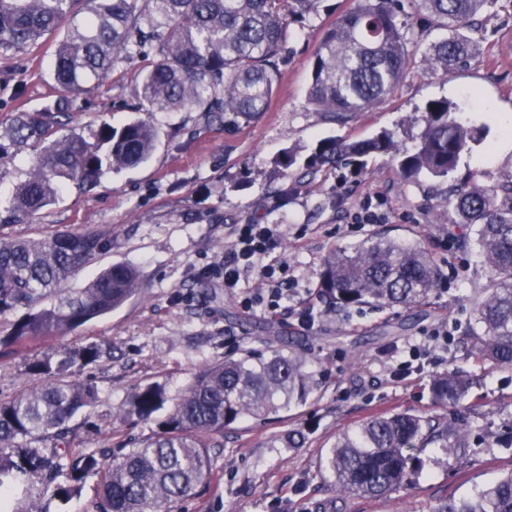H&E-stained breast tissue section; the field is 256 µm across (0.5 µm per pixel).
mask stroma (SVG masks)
Masks as SVG:
<instances>
[{"label": "stroma", "instance_id": "stroma-1", "mask_svg": "<svg viewBox=\"0 0 512 512\" xmlns=\"http://www.w3.org/2000/svg\"><path fill=\"white\" fill-rule=\"evenodd\" d=\"M356 4L319 0L305 21H290L276 91L256 120L228 126L201 112L153 113L157 139L147 163L107 172L89 191L68 185L34 223L0 226L10 237L102 232L107 250L67 282L68 290L85 288L116 263L139 273V292L121 307L84 329L43 337L0 357V400H10L31 385L29 358L87 343L102 347V358L79 372L97 398L70 422L73 450L115 454L121 444L150 437L156 421L127 414L135 389L160 384L177 394L205 366L249 350L290 340L314 376L317 388L304 404L266 421L245 418L227 426L210 451L216 487L199 489L174 512H433L445 499L512 471V448L497 443L512 424V369L481 363L459 345L486 275L475 252L461 247L469 230L446 202L451 186L475 182L491 189L512 179V0H494L476 59L449 75L432 71L426 52L441 30L428 26L417 0H404L403 83L373 110L338 123L308 103L312 56L324 29ZM54 42L50 36L22 50L0 51V134L19 112L60 96L51 71ZM149 63L139 57L119 65L101 88L78 96L69 130L86 135L103 121L118 129L137 119V76ZM434 100L448 101L459 121L481 130L480 141L448 176L406 179L397 162L382 155L368 157L359 170L305 169L303 157L325 138L364 139L387 129L400 151H413ZM292 147L301 160L285 176L275 161ZM366 203L382 215L381 223L354 224ZM252 223L274 225L282 243L271 255L288 267V296L277 315L261 306L243 312L224 288L232 228ZM381 232L425 246L441 270L440 287L418 307L328 308L316 286L329 250ZM304 307L313 311L314 328L297 324L294 312ZM441 329L448 332L447 345L431 344L413 360L409 376L393 379V352L429 342ZM452 370L475 382L467 407L442 408L430 399V377ZM403 411L465 427L468 451L447 458L425 450L416 482L388 495L338 496L320 467L338 432L379 412ZM297 431L302 445L289 447L288 437ZM99 484V474H88L80 490L63 500L19 475L6 486L9 509L95 512Z\"/></svg>", "mask_w": 512, "mask_h": 512}]
</instances>
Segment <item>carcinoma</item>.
Instances as JSON below:
<instances>
[{
  "label": "carcinoma",
  "mask_w": 512,
  "mask_h": 512,
  "mask_svg": "<svg viewBox=\"0 0 512 512\" xmlns=\"http://www.w3.org/2000/svg\"><path fill=\"white\" fill-rule=\"evenodd\" d=\"M0 0V50L23 49L66 25L56 42L52 73L63 94L56 102L19 113L7 135L0 134V177L17 151L35 150L27 177L0 204L7 224L31 223L73 183L86 189L107 170L137 167L151 157L157 132L136 120L116 130L103 122L89 136L66 128L73 96L100 85L116 66L153 45L156 58L138 77L136 96L148 112H204L228 124L249 123L266 111L279 79L287 44V15L308 16L316 0ZM401 0H358L322 34L313 53L308 103L336 122L368 112L403 82L406 36L398 23ZM493 0H421L434 24L448 36L432 43L435 69L450 74L475 59L471 34ZM479 132L463 125L446 100L431 102L419 142L399 154L394 134L367 139L320 141L306 166H360L372 154L399 157L406 178L425 172L444 177ZM448 206L466 224L472 248L489 272L474 301V324L463 338L471 354L493 367L512 366V180L487 190L467 184L453 190ZM106 246L97 232L59 231L33 239L0 234V316L19 307L28 312L0 337V347L41 336H63L124 304L139 289L138 272L127 265L102 271L71 293L67 280ZM440 270L418 243L377 234L352 246H335L318 274L317 295L330 308L364 305L416 307L439 287ZM101 348L91 343L36 357L28 363L33 385L22 395L0 400V488L18 475L47 484L67 473L55 493L69 497L91 471L102 473L96 512H171V505L213 481L209 449L215 436L245 417L262 420L298 405L317 387L303 361L282 345L266 353L249 351L208 366L181 394L171 397L156 384L129 400V414L150 420L162 409L158 431L110 459L78 452L69 462L21 448L19 439L68 433V423L96 399L95 388L72 378L75 368L96 362ZM472 380L457 371L433 375L432 401L462 406ZM427 448L444 455L469 448L462 428H448L422 413H382L342 430L321 461L334 490L383 496L413 482ZM434 512H512V472Z\"/></svg>",
  "instance_id": "obj_1"
}]
</instances>
